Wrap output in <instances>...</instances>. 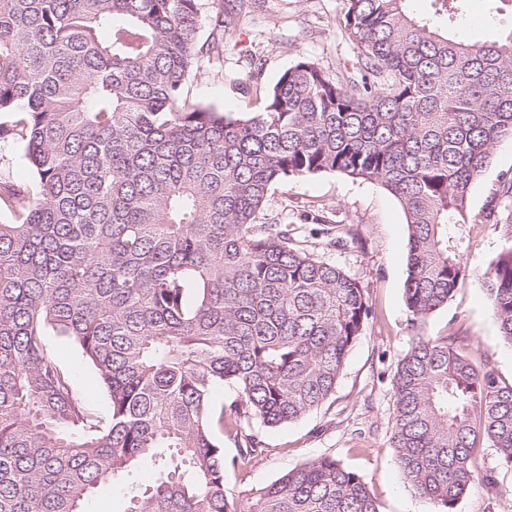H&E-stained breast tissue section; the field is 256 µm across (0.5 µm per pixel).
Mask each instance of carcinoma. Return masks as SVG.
I'll return each instance as SVG.
<instances>
[{"mask_svg": "<svg viewBox=\"0 0 512 512\" xmlns=\"http://www.w3.org/2000/svg\"><path fill=\"white\" fill-rule=\"evenodd\" d=\"M346 2L355 66L302 57L237 115L185 95L203 53H223L224 0L206 15L200 0H0V143L34 173L0 183V512H84L116 477L124 512H380L328 456L254 501L225 493V471L265 452L260 430L333 395L371 316L356 279L259 214L294 178L380 183L405 214V306L424 326L464 279L470 189L512 140V32L469 45L408 0ZM502 240L482 283L512 348V210ZM52 335L94 367L106 411ZM456 342L413 337L391 380L398 466L438 512L479 481L497 492L479 441L512 470V382ZM219 386L234 397L217 405ZM50 340L88 403L98 411H105L108 406L107 396L98 382L95 370L82 357L78 347L58 336H51Z\"/></svg>", "mask_w": 512, "mask_h": 512, "instance_id": "obj_1", "label": "carcinoma"}]
</instances>
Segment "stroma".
<instances>
[{
    "label": "stroma",
    "instance_id": "stroma-1",
    "mask_svg": "<svg viewBox=\"0 0 512 512\" xmlns=\"http://www.w3.org/2000/svg\"><path fill=\"white\" fill-rule=\"evenodd\" d=\"M344 11L345 0H245L224 34L221 59L203 61L190 79L189 102L244 112L257 90L273 85L299 58H311L331 73L351 66L357 49L344 34ZM511 32L512 14L496 12L491 0H460L451 28L459 40L480 45ZM510 176L512 141L506 140L470 192L465 280L426 324L428 335L459 336L464 353L488 359L506 381L512 380V348L499 340L481 279L502 248L501 227L485 214L501 179ZM263 216L269 223L293 225L308 250L359 281L372 315L331 399L295 422L266 431L265 453L245 468L226 471L228 498H258L289 470L330 456L363 477L380 512H437L435 503L404 481L390 444L391 379L413 334L403 295L407 225L400 204L376 182L325 173L276 186ZM326 217L337 228L353 229L357 241L327 245L320 231ZM51 342L88 403L106 410L107 396L78 347L58 336ZM475 465L497 478L501 492L495 495L475 484L457 512H512V471L500 466L495 449L481 443Z\"/></svg>",
    "mask_w": 512,
    "mask_h": 512
}]
</instances>
